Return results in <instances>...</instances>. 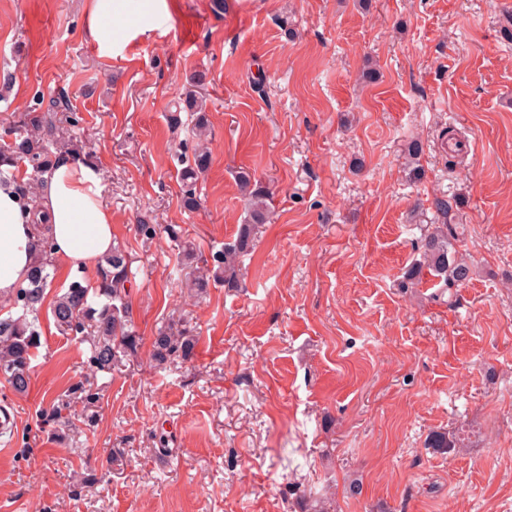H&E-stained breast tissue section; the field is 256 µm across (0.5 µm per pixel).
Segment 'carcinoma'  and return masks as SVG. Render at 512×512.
<instances>
[{"instance_id":"1","label":"carcinoma","mask_w":512,"mask_h":512,"mask_svg":"<svg viewBox=\"0 0 512 512\" xmlns=\"http://www.w3.org/2000/svg\"><path fill=\"white\" fill-rule=\"evenodd\" d=\"M185 108L196 115L194 126L196 144L192 158L184 162L180 176L183 185V204L192 209L197 205L195 185L209 169L211 156L204 145L207 119L197 96L186 93ZM68 110L58 100L50 102L47 112H28L19 124L11 128L14 138L0 144V161L8 160L15 166L27 165L39 172L57 157V112ZM239 181L249 189V218L242 225L236 241L213 255V263L202 260L194 278V287L203 290L211 282H220L226 288L239 287V258L251 251L256 228L268 222L267 197L269 191L251 184L248 173H239ZM457 225L435 224L421 242V260L407 272L406 279L414 281L422 269L443 279L450 285L471 279L472 266L458 257L455 242ZM51 243L41 237L29 287L20 289L14 310L0 316V375L12 390L24 393L29 386L30 363L38 348L40 335L36 322L45 301L48 286V255ZM136 276L131 254L115 244L106 266L97 271V285L89 288L79 281L72 282L57 295L50 310L57 329L64 334L84 337L90 346V364L100 372H109L122 362V357L137 350L140 337L133 329L125 301L126 285ZM195 347V338L184 328L171 325L157 333L152 342V359L158 366L187 358Z\"/></svg>"}]
</instances>
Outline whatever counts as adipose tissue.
<instances>
[{"mask_svg":"<svg viewBox=\"0 0 512 512\" xmlns=\"http://www.w3.org/2000/svg\"><path fill=\"white\" fill-rule=\"evenodd\" d=\"M128 20L126 0H91L90 34L102 47ZM11 163H0V301L28 287L38 236L71 272L88 273L112 252V210L104 200V174L95 163L60 154L39 173L34 193H24Z\"/></svg>","mask_w":512,"mask_h":512,"instance_id":"adipose-tissue-1","label":"adipose tissue"}]
</instances>
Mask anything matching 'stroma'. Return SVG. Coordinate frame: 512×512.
I'll return each instance as SVG.
<instances>
[{
    "instance_id": "obj_1",
    "label": "stroma",
    "mask_w": 512,
    "mask_h": 512,
    "mask_svg": "<svg viewBox=\"0 0 512 512\" xmlns=\"http://www.w3.org/2000/svg\"><path fill=\"white\" fill-rule=\"evenodd\" d=\"M89 13L0 0V129L62 95L81 116L141 345L99 372L40 314L28 391L0 380V512H512V0H157L108 51ZM242 171L270 219L242 287L196 294L183 245L235 241ZM439 199L472 278L404 287ZM172 323L195 348L154 367ZM183 102L185 103V108L190 112H194L196 115L194 135L197 142L193 147L191 160L185 152L186 161L182 164L185 166L181 169L180 172L183 185L182 190L184 207L193 209L198 203L195 196L196 182L199 177H201L209 169L211 156L207 150V147L203 143L206 136L207 119L205 113L202 111V104L198 100L196 94H193L192 91L186 93Z\"/></svg>"
}]
</instances>
